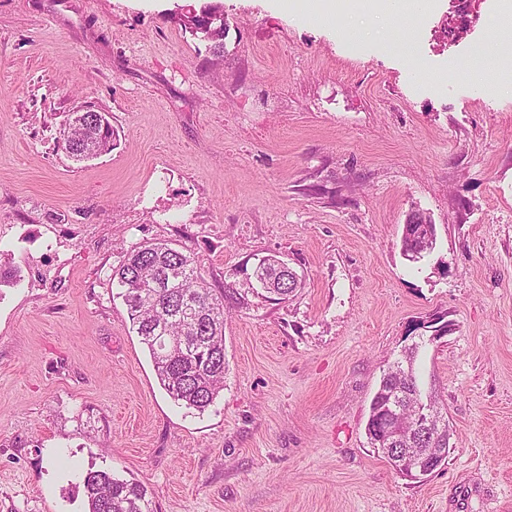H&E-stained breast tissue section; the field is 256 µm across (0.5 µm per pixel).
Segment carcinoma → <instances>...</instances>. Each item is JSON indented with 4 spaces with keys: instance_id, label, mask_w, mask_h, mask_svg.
Listing matches in <instances>:
<instances>
[{
    "instance_id": "obj_1",
    "label": "carcinoma",
    "mask_w": 512,
    "mask_h": 512,
    "mask_svg": "<svg viewBox=\"0 0 512 512\" xmlns=\"http://www.w3.org/2000/svg\"><path fill=\"white\" fill-rule=\"evenodd\" d=\"M103 112H92L68 122L61 134L62 147L81 161L108 151L112 131ZM269 293L284 300L301 284L289 279L280 258L266 256L252 268ZM132 330L154 364L161 388L176 404L205 411L224 388V314L226 308L248 304V294H259L244 279L210 287L195 259L162 242H145L127 253L113 270ZM415 348L391 369L389 378L408 391L423 387ZM416 403L401 401L394 424L402 430L404 448L426 451L428 439L415 419ZM87 512H154L147 489L106 470H88L82 477Z\"/></svg>"
}]
</instances>
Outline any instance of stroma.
I'll list each match as a JSON object with an SVG mask.
<instances>
[{
  "mask_svg": "<svg viewBox=\"0 0 512 512\" xmlns=\"http://www.w3.org/2000/svg\"><path fill=\"white\" fill-rule=\"evenodd\" d=\"M286 0H0V512H512V0H399L349 23ZM224 15V52L182 23ZM358 28L350 40L348 25ZM491 44L483 75L469 55ZM94 104L112 148L59 144ZM436 228L400 254L413 212ZM213 288L267 255L304 280L224 323V389L174 404L112 282L146 241ZM419 324L450 450L425 481L366 438ZM87 512H154L147 489L112 471L87 470L82 477Z\"/></svg>",
  "mask_w": 512,
  "mask_h": 512,
  "instance_id": "1",
  "label": "stroma"
}]
</instances>
